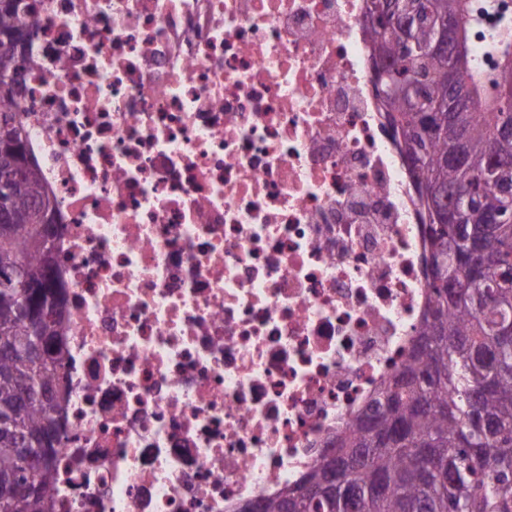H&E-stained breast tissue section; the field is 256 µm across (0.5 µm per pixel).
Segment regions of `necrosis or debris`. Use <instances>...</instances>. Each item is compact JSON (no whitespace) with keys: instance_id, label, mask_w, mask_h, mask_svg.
I'll return each instance as SVG.
<instances>
[{"instance_id":"1","label":"necrosis or debris","mask_w":512,"mask_h":512,"mask_svg":"<svg viewBox=\"0 0 512 512\" xmlns=\"http://www.w3.org/2000/svg\"><path fill=\"white\" fill-rule=\"evenodd\" d=\"M365 0H37L17 114L57 211L52 512H238L299 482L429 299ZM470 50L512 0H470Z\"/></svg>"}]
</instances>
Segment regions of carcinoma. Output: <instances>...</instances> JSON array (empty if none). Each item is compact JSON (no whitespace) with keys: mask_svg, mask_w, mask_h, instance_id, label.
Segmentation results:
<instances>
[{"mask_svg":"<svg viewBox=\"0 0 512 512\" xmlns=\"http://www.w3.org/2000/svg\"><path fill=\"white\" fill-rule=\"evenodd\" d=\"M419 23L405 50L399 26L371 29L388 66L446 102L486 84L472 66L448 94V70L431 51L433 17L462 11L465 0H418ZM25 0H0V173L35 160L13 109L21 84L20 44L37 24ZM408 165L415 203L427 227L431 292L427 314L403 368L386 381L355 424L338 437L303 479L272 497L261 512H512V223L488 216L512 199V173L488 178L490 158L512 160V103L481 99L467 112H420L403 101L386 113ZM26 222L0 234V278L17 262L26 284L0 281V512H49L53 454L60 442L62 398L53 380L63 355L64 323L52 239L37 238L41 206L55 207L41 179L22 177L0 192V206ZM21 438L42 449L46 465L32 474ZM32 487L11 496L10 478Z\"/></svg>","mask_w":512,"mask_h":512,"instance_id":"cac0c4a2","label":"carcinoma"}]
</instances>
